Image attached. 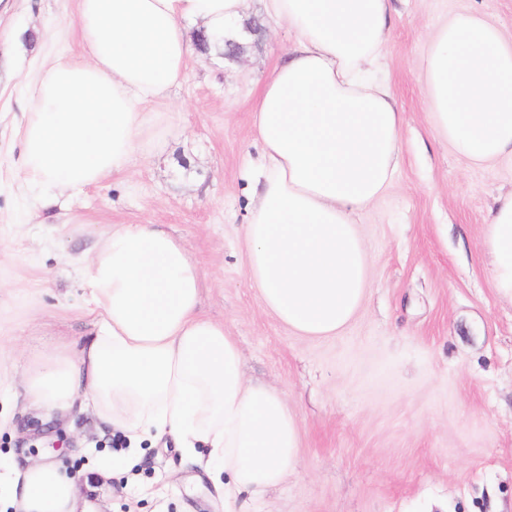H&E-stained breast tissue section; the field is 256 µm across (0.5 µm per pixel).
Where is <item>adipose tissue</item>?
<instances>
[{
    "mask_svg": "<svg viewBox=\"0 0 512 512\" xmlns=\"http://www.w3.org/2000/svg\"><path fill=\"white\" fill-rule=\"evenodd\" d=\"M295 39L254 110L260 193L242 228L246 274L262 306L294 332L327 337L359 311L370 263L357 213L391 184L403 116L380 63L389 0H261ZM247 0H78L82 58L59 54L26 84L21 173L41 195L78 193L127 171L163 130L153 111L180 84L191 26L245 41ZM485 246L512 302V193L489 213ZM87 337L23 377L29 401L96 415L131 448L173 439L205 464L224 512H257L298 466L300 426L281 394L247 383L223 325L199 315L200 271L155 224L106 234L86 261ZM16 512H78L76 477L57 465L18 472Z\"/></svg>",
    "mask_w": 512,
    "mask_h": 512,
    "instance_id": "adipose-tissue-1",
    "label": "adipose tissue"
}]
</instances>
